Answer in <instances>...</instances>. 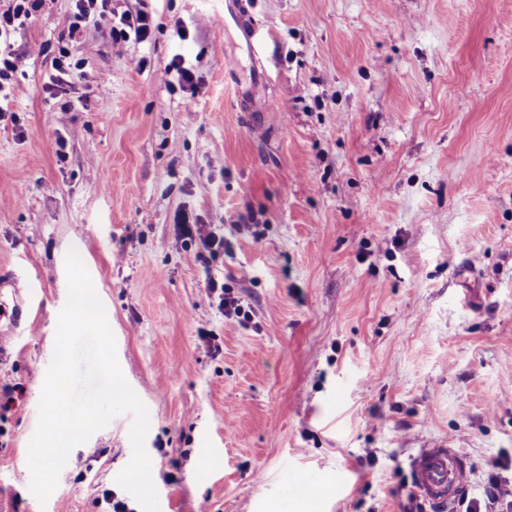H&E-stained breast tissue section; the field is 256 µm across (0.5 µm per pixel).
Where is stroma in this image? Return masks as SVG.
Segmentation results:
<instances>
[{
  "instance_id": "35a3bbf8",
  "label": "stroma",
  "mask_w": 512,
  "mask_h": 512,
  "mask_svg": "<svg viewBox=\"0 0 512 512\" xmlns=\"http://www.w3.org/2000/svg\"><path fill=\"white\" fill-rule=\"evenodd\" d=\"M261 124L224 72V0H72L10 43L0 122V512H111L131 415L72 449L47 503L28 447L76 249L149 410L160 512H405L409 458L512 482V0H250ZM180 62L184 82L166 73ZM224 227L202 256L178 217ZM246 317L225 316L208 280ZM39 311L19 306L27 289ZM74 11L72 15V22L69 26L68 36L72 37L73 33L81 26V23L86 20H106L111 28V33L114 30L112 26V0H75ZM66 35H61L58 41V54L52 61V68L56 74L49 76V82L46 85L47 90L61 87L64 82L63 76H68L74 69L82 66L81 61L73 62L69 49L66 45Z\"/></svg>"
}]
</instances>
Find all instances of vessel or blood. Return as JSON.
Instances as JSON below:
<instances>
[{
    "mask_svg": "<svg viewBox=\"0 0 512 512\" xmlns=\"http://www.w3.org/2000/svg\"><path fill=\"white\" fill-rule=\"evenodd\" d=\"M221 23L231 33L235 45L252 57L250 75L236 70L225 73L226 81L234 88L239 106L248 112H266L273 100L259 97L258 90L266 82L265 70L258 58L259 29L253 22L246 0H224ZM412 491L432 512H456L459 503L470 491V469L451 448H421L409 461Z\"/></svg>",
    "mask_w": 512,
    "mask_h": 512,
    "instance_id": "vessel-or-blood-1",
    "label": "vessel or blood"
}]
</instances>
